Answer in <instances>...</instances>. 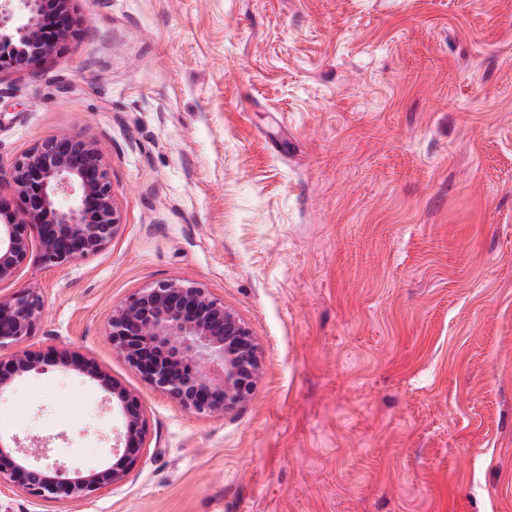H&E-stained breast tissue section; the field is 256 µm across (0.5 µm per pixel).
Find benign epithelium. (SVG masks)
<instances>
[{
    "instance_id": "7a95c632",
    "label": "benign epithelium",
    "mask_w": 512,
    "mask_h": 512,
    "mask_svg": "<svg viewBox=\"0 0 512 512\" xmlns=\"http://www.w3.org/2000/svg\"><path fill=\"white\" fill-rule=\"evenodd\" d=\"M9 2L0 4V74L58 54L74 26L72 0H18L19 24ZM10 180L19 209L0 201V284L17 278L35 249L46 264L70 265L106 249L120 229L108 164L95 142L79 134L63 133L23 152ZM42 308L33 290L0 297V350L33 336ZM105 332L144 381L189 413L233 410L262 373L250 330L195 283L167 280L140 289L113 307ZM59 368L97 383L120 412L124 431L112 462L86 472L57 460L34 464L29 449L0 435V482L36 498L79 501L122 483L136 464L146 435L144 406L93 360L65 349L0 358V395L20 379Z\"/></svg>"
}]
</instances>
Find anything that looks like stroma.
I'll use <instances>...</instances> for the list:
<instances>
[{
  "label": "stroma",
  "mask_w": 512,
  "mask_h": 512,
  "mask_svg": "<svg viewBox=\"0 0 512 512\" xmlns=\"http://www.w3.org/2000/svg\"><path fill=\"white\" fill-rule=\"evenodd\" d=\"M60 56L0 75L2 173L93 140L121 227L31 256L28 348H70L147 420L123 484L80 501L0 483V512H512V0H74ZM185 280L250 329L263 373L219 416L146 384L104 326ZM1 431L69 468L121 416L58 369Z\"/></svg>",
  "instance_id": "obj_1"
}]
</instances>
